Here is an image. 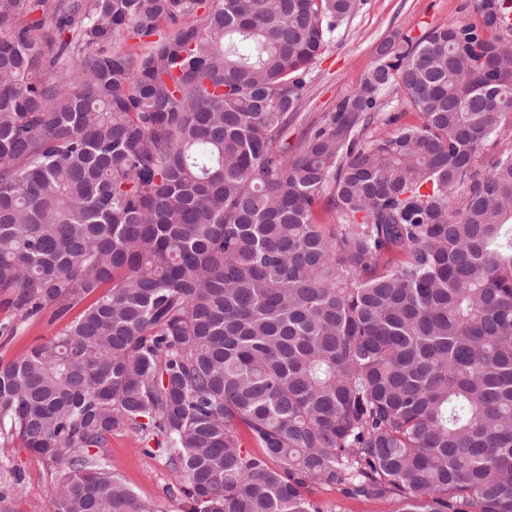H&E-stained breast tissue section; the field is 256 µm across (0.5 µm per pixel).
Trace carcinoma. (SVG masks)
Returning a JSON list of instances; mask_svg holds the SVG:
<instances>
[{"instance_id": "obj_1", "label": "carcinoma", "mask_w": 512, "mask_h": 512, "mask_svg": "<svg viewBox=\"0 0 512 512\" xmlns=\"http://www.w3.org/2000/svg\"><path fill=\"white\" fill-rule=\"evenodd\" d=\"M41 2L0 0V302L80 312L0 361V446L50 512H156L104 454L126 430L181 512H512V0L382 42L292 146L356 0H60L40 43ZM392 88L418 123L363 136ZM158 38V35H154L139 39L130 36V34L126 32L125 34L117 36L114 41H112V45L108 46V49L132 53L133 59L136 62L142 54L152 47V42L157 41ZM323 512H388V504L349 498L336 490L319 491L314 495Z\"/></svg>"}]
</instances>
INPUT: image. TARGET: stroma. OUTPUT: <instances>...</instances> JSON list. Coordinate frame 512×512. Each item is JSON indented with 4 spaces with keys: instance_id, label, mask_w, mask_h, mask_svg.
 Returning <instances> with one entry per match:
<instances>
[{
    "instance_id": "stroma-1",
    "label": "stroma",
    "mask_w": 512,
    "mask_h": 512,
    "mask_svg": "<svg viewBox=\"0 0 512 512\" xmlns=\"http://www.w3.org/2000/svg\"><path fill=\"white\" fill-rule=\"evenodd\" d=\"M478 0H357L355 11L331 36L313 69L302 110L289 124L286 137L300 135L360 81L375 59L378 45L394 34L414 38L446 24L480 22ZM14 324L12 335L0 334V360L10 361L58 332L62 320L51 310L18 324L0 305V325ZM155 437L133 431L114 434L106 450L113 471L137 494L155 503L158 512H180V500L163 458L150 456ZM46 467L21 444L0 454V512H49Z\"/></svg>"
}]
</instances>
